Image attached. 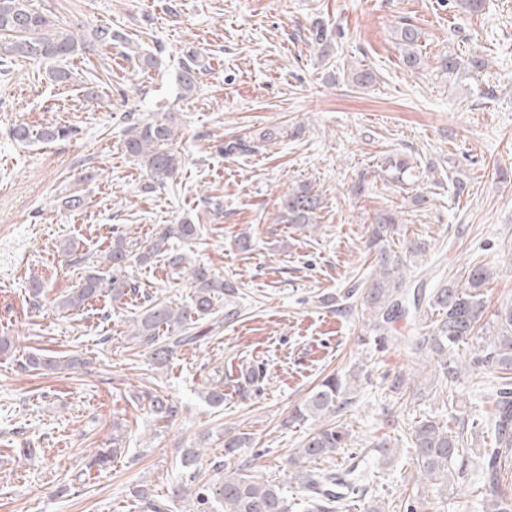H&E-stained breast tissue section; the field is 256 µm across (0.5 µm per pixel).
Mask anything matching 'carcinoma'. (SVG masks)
Returning a JSON list of instances; mask_svg holds the SVG:
<instances>
[{
    "label": "carcinoma",
    "mask_w": 512,
    "mask_h": 512,
    "mask_svg": "<svg viewBox=\"0 0 512 512\" xmlns=\"http://www.w3.org/2000/svg\"><path fill=\"white\" fill-rule=\"evenodd\" d=\"M310 43L323 55L331 47L325 30L316 24L310 30ZM420 34L417 28L406 24L399 29L400 45L405 50L407 65L417 64L416 46ZM124 37L109 26H98L88 35H77L61 30L43 13L32 8L30 0H0V58H26L38 63L54 66L52 80L66 83L72 73L59 63L80 52L88 53L99 45H110ZM205 65L194 55L182 64L177 75L180 93L186 96L194 92L197 75ZM126 124L123 140L125 153L137 161L157 185L174 175L182 162L175 149L177 141V119L172 112H157L151 118H141L130 112L123 117ZM75 129L67 126L45 125L32 128L19 124L12 129V137L20 142L33 139L53 142L68 139ZM255 150L254 142L242 137L224 141L218 151L224 157H233ZM386 170L397 182L410 174L411 166L404 157H391L386 161ZM322 209L321 198L309 185L301 184L280 200L278 223L296 224L305 227L316 223V215ZM395 218L390 213L376 215L371 229L370 246H380L378 261L373 276L347 292V298H357L367 307L370 318L367 325L377 336L391 331V325L405 313V299L409 280L402 260L391 250L381 246L391 236ZM202 236L200 225L181 222L160 224L146 244L131 250V245L122 234L112 236L98 262L100 267L90 266L80 287L52 299L54 308L60 312L79 310L92 300L109 298L120 301L126 296L140 293V288L127 274L133 262L146 264L159 257L168 259L172 270L192 281L190 302L173 307L170 304L144 295L142 312L136 317L131 338L137 345L148 348L155 364L167 365L176 349L194 343L198 335L192 333L196 324L213 318L230 320L237 316L234 309L221 311L217 305L238 292V286L224 279L211 267L194 264L182 267L186 257L172 252L175 240L193 243ZM490 280L489 269L483 265L472 267L461 281H450L435 289L427 298L428 306L437 311L433 321V333L423 338L414 350L428 351L437 357L435 371L441 383L453 387L462 370L470 368L498 373L499 385L491 395L496 403V413L491 427L496 437V446L485 449L482 470L487 489L481 498V512H512V497L501 491V477L512 453V305L496 310L488 325L481 324L486 309L483 288ZM29 299L33 308L42 307L47 298L46 285L38 277L29 280ZM475 341L476 352L466 362H458L452 356L456 346ZM77 364L67 357H47L32 353L18 363L22 371H47L64 374ZM351 386L342 383L336 375L326 376L315 387L305 402L296 409L294 418L307 420L321 416H332V420L311 428L300 443L293 457L294 470L288 479L296 481L307 493L311 512H341L345 502H361L369 492V477L349 481L339 479L326 463L336 452L350 446L348 426L342 422L352 403ZM152 413L169 417L177 409L169 399L159 394L147 395ZM206 401L211 405L224 402V375L218 374L209 380ZM464 429L454 430L438 420L425 419L413 429L412 445L415 450L417 479L424 484L439 483L446 487L454 476L463 474L469 449ZM252 438L242 432L224 440V457L231 460L239 449L249 448ZM197 452L188 451L184 456V484L176 487L175 496H187V483L196 481L193 469ZM221 479L200 485L195 493L193 512H288V502L279 485L262 479L247 471V464L229 468L224 462L214 464Z\"/></svg>",
    "instance_id": "carcinoma-1"
}]
</instances>
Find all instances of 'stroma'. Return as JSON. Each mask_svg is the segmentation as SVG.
Instances as JSON below:
<instances>
[{
  "mask_svg": "<svg viewBox=\"0 0 512 512\" xmlns=\"http://www.w3.org/2000/svg\"><path fill=\"white\" fill-rule=\"evenodd\" d=\"M60 26H112L129 44L71 58V84H52L46 65L0 61V512H147L152 500L169 512H192L174 497L186 451L195 469L215 477L224 436L246 432L252 447L241 462L250 473L283 484L288 512H309L288 481V460L308 424L286 426L291 409L331 373L354 378L345 418L349 448L336 469L371 475L368 504L392 512L418 489L422 512H478L480 458L493 438L484 426L495 411L494 377L462 375L451 399L439 400L430 370L436 359L413 354L429 333L426 310L394 323L391 336L370 332L367 310L323 305L372 271L367 247L376 214L392 213V250L411 244L408 279L431 289L459 279L468 265L490 268L488 311L512 303V0H485L482 12L460 14L454 0H32ZM324 23L329 55L309 43ZM421 33L420 63L409 68L397 34ZM159 52L147 71L126 47ZM206 63L195 91L181 97L176 76L188 52ZM479 57L483 70L450 76L445 54ZM373 80L357 84L356 73ZM179 113L176 144L184 162L166 187L146 191L144 169L124 155L127 112L155 107ZM75 127L73 138L21 144L13 125ZM279 129L257 152L227 158L220 141ZM407 157L412 176L398 184L387 157ZM99 175L84 181L86 168ZM322 198L315 228L276 221L279 199L298 183ZM82 190L81 210L60 212L56 200ZM221 211H214L213 202ZM200 225L197 244H178L188 260L206 263L241 283L236 319L178 348L157 368L130 333L140 301H97L69 314L32 308L27 286L39 277L49 297L77 287L85 258L104 250L113 233L136 245L157 225ZM249 233L251 247L234 240ZM72 240L77 257L60 246ZM141 292L186 304L189 281L172 278L165 258L130 268ZM84 362L69 374L22 372L28 352ZM224 375V403L203 390ZM407 390L390 391L395 376ZM155 392L176 416L157 418L142 400ZM468 420L471 458L459 482L417 485L411 436L416 421ZM390 437L391 449L375 442ZM121 453L89 467L100 449ZM33 449L25 457L23 449Z\"/></svg>",
  "mask_w": 512,
  "mask_h": 512,
  "instance_id": "1",
  "label": "stroma"
}]
</instances>
